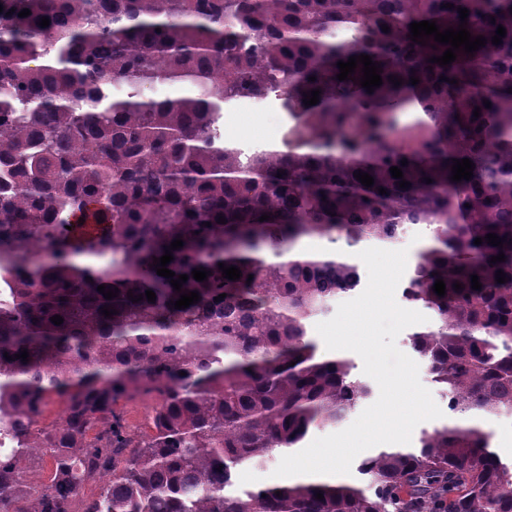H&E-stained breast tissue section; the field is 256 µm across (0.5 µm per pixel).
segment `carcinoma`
I'll use <instances>...</instances> for the list:
<instances>
[{
  "label": "carcinoma",
  "mask_w": 512,
  "mask_h": 512,
  "mask_svg": "<svg viewBox=\"0 0 512 512\" xmlns=\"http://www.w3.org/2000/svg\"><path fill=\"white\" fill-rule=\"evenodd\" d=\"M459 7L485 46L449 66L428 62L447 46L411 41L410 24L456 28ZM10 8L0 13V512H512V464L478 425L512 414V0ZM361 54L381 63L372 93L359 85L361 64L336 78L338 61ZM156 85L183 92L143 99ZM315 89L319 102L305 105ZM258 94L291 117L281 149L246 150L220 128L226 107ZM454 158L475 164L471 180H451ZM393 166L411 186L399 187ZM92 206L104 230L85 239L68 226ZM403 224L431 232L405 297L432 310L435 326L410 340L453 418L416 448L365 457L355 481L242 485L244 468L340 422L371 393L348 359L323 358L307 337L330 299L359 286L358 266L262 253L335 235L385 243ZM489 233L503 247L474 244ZM177 238L167 268L200 295L182 310L153 266ZM501 252L506 260L491 262ZM221 263L242 277H222ZM195 268L212 275L198 282ZM102 284L118 296L105 299ZM147 290L155 301L127 297ZM23 350L26 363L15 358ZM142 396L152 404L136 433L119 406ZM54 400L62 413L48 420ZM44 458L47 483L32 476Z\"/></svg>",
  "instance_id": "obj_1"
}]
</instances>
